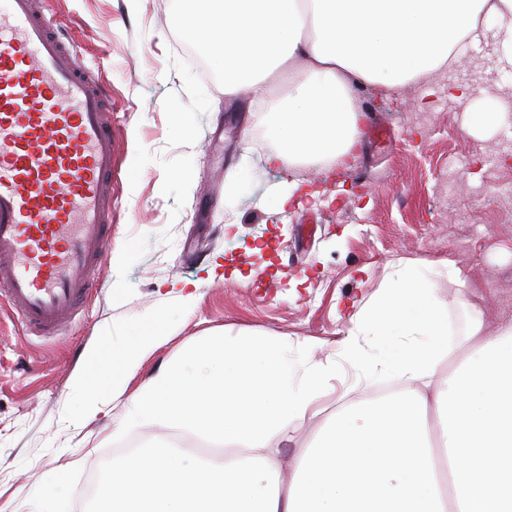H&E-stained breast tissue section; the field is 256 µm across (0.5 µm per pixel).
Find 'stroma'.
I'll return each instance as SVG.
<instances>
[{
	"label": "stroma",
	"mask_w": 512,
	"mask_h": 512,
	"mask_svg": "<svg viewBox=\"0 0 512 512\" xmlns=\"http://www.w3.org/2000/svg\"><path fill=\"white\" fill-rule=\"evenodd\" d=\"M58 29L80 61L96 69L112 105V235L132 244L122 269L104 262L76 321L58 336H35L0 299V512H38L52 487L63 512H85L87 481L103 486L122 449L171 442L207 447L204 437L148 425L125 430L121 410L85 420L69 393L88 344L127 343L165 317L170 338L127 382L134 395L191 342L230 328L259 337L309 341L334 354L361 306L382 288L393 263L425 264L447 302L446 378L472 306L487 329L512 321V205L493 202L512 184V158L497 150L501 125L480 128L495 103L471 76L479 54L488 78L512 80L496 54L495 22L470 39V53L386 95L370 86L354 104L360 122L354 163L304 173L270 166L276 140L253 112L248 91L228 96L194 69L193 44L175 25L176 0H49ZM470 90L467 104L449 87ZM303 183L286 206L277 191ZM466 274L448 277L446 262ZM217 277H209L210 267ZM198 283L191 313L175 286ZM352 374L321 397L322 413L275 446L292 462L340 398L379 395Z\"/></svg>",
	"instance_id": "35a3bbf8"
}]
</instances>
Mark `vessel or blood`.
<instances>
[{"mask_svg": "<svg viewBox=\"0 0 512 512\" xmlns=\"http://www.w3.org/2000/svg\"><path fill=\"white\" fill-rule=\"evenodd\" d=\"M44 0H0V296L41 336L74 319L112 222V118Z\"/></svg>", "mask_w": 512, "mask_h": 512, "instance_id": "1", "label": "vessel or blood"}]
</instances>
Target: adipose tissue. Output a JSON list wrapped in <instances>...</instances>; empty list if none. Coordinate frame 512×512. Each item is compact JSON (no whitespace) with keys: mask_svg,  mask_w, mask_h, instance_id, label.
I'll return each mask as SVG.
<instances>
[{"mask_svg":"<svg viewBox=\"0 0 512 512\" xmlns=\"http://www.w3.org/2000/svg\"><path fill=\"white\" fill-rule=\"evenodd\" d=\"M178 3L183 35L218 61L225 94L261 101L266 75L284 76L270 160L288 169L345 165L358 144L353 87L398 88L455 65L483 17L497 22L496 51L512 63V0ZM349 321L338 356L322 360L285 336L223 332L164 363L129 399L128 377L167 327L112 351L87 345L70 381L81 417L121 401L124 428L155 423L233 447L189 472L178 465L194 458L188 448L133 454L100 491L106 512H512V321L490 334L472 309L463 352L430 401L422 389L448 349V306L426 275L398 264ZM343 367L400 389L338 409L286 465L273 441L316 415Z\"/></svg>","mask_w":512,"mask_h":512,"instance_id":"1","label":"adipose tissue"}]
</instances>
